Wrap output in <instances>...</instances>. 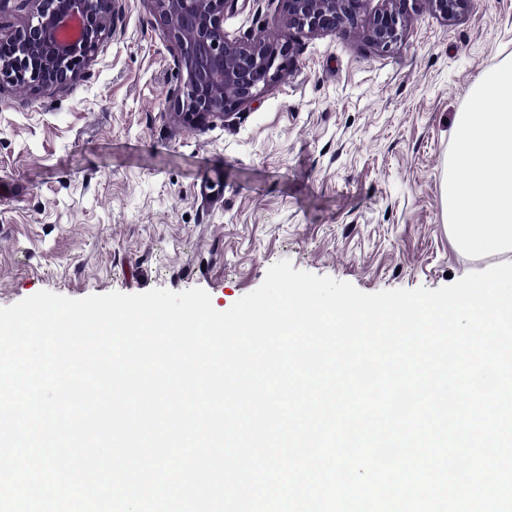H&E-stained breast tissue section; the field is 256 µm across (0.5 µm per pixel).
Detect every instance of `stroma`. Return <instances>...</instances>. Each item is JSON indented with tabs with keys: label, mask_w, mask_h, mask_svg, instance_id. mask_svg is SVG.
<instances>
[{
	"label": "stroma",
	"mask_w": 512,
	"mask_h": 512,
	"mask_svg": "<svg viewBox=\"0 0 512 512\" xmlns=\"http://www.w3.org/2000/svg\"><path fill=\"white\" fill-rule=\"evenodd\" d=\"M224 30L291 59L227 122L174 117L185 70L149 0H115L75 81L0 86V307L200 288L225 311L284 259L366 293L499 262L452 246L441 185L457 112L512 58V0L448 21L410 0L388 53L360 26L298 31L278 0H238Z\"/></svg>",
	"instance_id": "35a3bbf8"
}]
</instances>
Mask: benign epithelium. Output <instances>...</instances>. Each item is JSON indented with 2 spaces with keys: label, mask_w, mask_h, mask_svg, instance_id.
<instances>
[{
  "label": "benign epithelium",
  "mask_w": 512,
  "mask_h": 512,
  "mask_svg": "<svg viewBox=\"0 0 512 512\" xmlns=\"http://www.w3.org/2000/svg\"><path fill=\"white\" fill-rule=\"evenodd\" d=\"M33 9L18 29L0 36V85L57 88L76 80L101 39L112 30L113 0H30ZM166 37L181 52L186 71L172 95L177 120L188 126L227 120L252 103L288 70L286 49L262 38L229 40L224 13L236 0H148ZM288 25L336 32L357 24L367 0H280ZM408 0H382L366 23L367 38L390 51L402 39ZM470 0H430L448 20Z\"/></svg>",
  "instance_id": "benign-epithelium-1"
}]
</instances>
